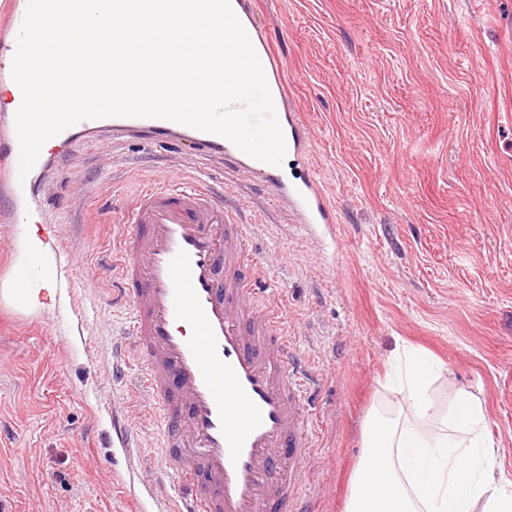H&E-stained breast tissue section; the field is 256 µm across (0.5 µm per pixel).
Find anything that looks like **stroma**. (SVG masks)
<instances>
[{"label": "stroma", "mask_w": 512, "mask_h": 512, "mask_svg": "<svg viewBox=\"0 0 512 512\" xmlns=\"http://www.w3.org/2000/svg\"><path fill=\"white\" fill-rule=\"evenodd\" d=\"M252 3L311 145L284 167L316 176L336 220L303 237L256 175L139 135L75 144L39 197L79 264L53 310L0 299V512H141L112 417L143 457L157 424L132 392L139 361L112 368L128 316L113 227L201 169L242 206L261 287L320 377L312 512H346L366 420L401 401L383 379L403 346L442 363L436 406L461 387L481 400L512 480V0ZM112 447L117 448L123 455L132 459L135 432L131 425L118 415L112 417Z\"/></svg>", "instance_id": "obj_1"}]
</instances>
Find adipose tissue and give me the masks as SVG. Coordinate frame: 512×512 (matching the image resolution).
Masks as SVG:
<instances>
[{"instance_id": "obj_1", "label": "adipose tissue", "mask_w": 512, "mask_h": 512, "mask_svg": "<svg viewBox=\"0 0 512 512\" xmlns=\"http://www.w3.org/2000/svg\"><path fill=\"white\" fill-rule=\"evenodd\" d=\"M19 241L41 260L42 276L0 285V296L20 309L53 308L56 270L42 226L20 225ZM399 361L391 382L403 401L395 416H369L347 512H512V483L495 476L499 457L481 401L462 388L447 411L434 413L436 365L412 352Z\"/></svg>"}]
</instances>
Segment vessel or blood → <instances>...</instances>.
<instances>
[{
  "instance_id": "1",
  "label": "vessel or blood",
  "mask_w": 512,
  "mask_h": 512,
  "mask_svg": "<svg viewBox=\"0 0 512 512\" xmlns=\"http://www.w3.org/2000/svg\"><path fill=\"white\" fill-rule=\"evenodd\" d=\"M27 0H10L0 14V85L22 103L11 64ZM240 21L264 70L287 154L306 151L304 125L292 112L283 69L253 11ZM13 110L0 114V156L20 166ZM162 140L191 143L205 159H236L257 172L278 203L299 218L303 235L331 223V206L312 176L289 177L283 167L256 160L227 139L159 118L83 120L59 135L119 141L135 129ZM32 183L0 182V195L14 205L0 222L26 224L19 201ZM128 225L117 257L121 287L129 301L126 334L140 354V393L155 416L156 446L164 461L153 479L133 471L131 481L152 490L167 480L178 490L163 512H307L301 496L314 451L311 394L314 377L289 343L283 309L261 303V268L251 255L246 225L237 208L204 183L143 191L127 211ZM135 432L112 419V445L132 456Z\"/></svg>"
}]
</instances>
